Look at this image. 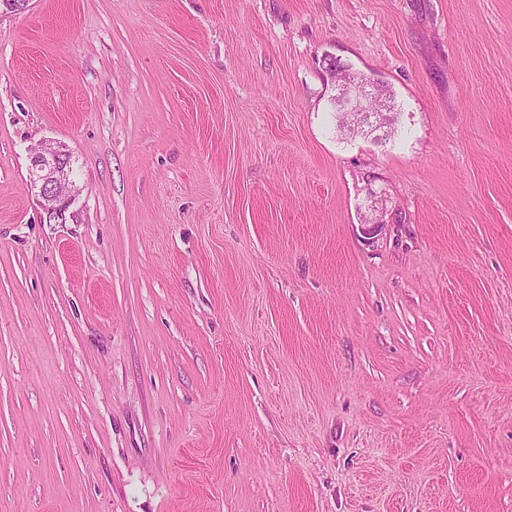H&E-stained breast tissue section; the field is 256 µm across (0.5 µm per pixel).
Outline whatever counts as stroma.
I'll use <instances>...</instances> for the list:
<instances>
[{"label":"stroma","mask_w":512,"mask_h":512,"mask_svg":"<svg viewBox=\"0 0 512 512\" xmlns=\"http://www.w3.org/2000/svg\"><path fill=\"white\" fill-rule=\"evenodd\" d=\"M0 512H512V0L1 7ZM336 69L346 73L345 77L336 79ZM334 83L336 95L332 98L338 112L354 113L360 115L361 125L359 133L370 136L377 131H382V135H375V140H381L386 137L391 124V112L375 106V92L377 88H382L379 79L368 78L360 80L355 72L347 66L341 65L336 68ZM393 126V123L391 124ZM67 151L63 147L34 150L30 156V168L34 183L42 198V208L49 221L64 222L66 212L76 201L78 191L75 182L57 165V160ZM66 188L61 194L59 189Z\"/></svg>","instance_id":"stroma-1"}]
</instances>
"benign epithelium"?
Listing matches in <instances>:
<instances>
[{"instance_id": "7a95c632", "label": "benign epithelium", "mask_w": 512, "mask_h": 512, "mask_svg": "<svg viewBox=\"0 0 512 512\" xmlns=\"http://www.w3.org/2000/svg\"><path fill=\"white\" fill-rule=\"evenodd\" d=\"M339 70L345 73V77L334 80L336 95L333 102L336 109L360 115V134H373L375 139H383V134L390 128L391 113L375 106V92L382 87V82L374 78L360 80L351 68L344 65ZM65 153L62 147L43 148L33 151L30 156V168L42 198L44 213L48 220L58 223L64 222L66 212L78 196L75 182L57 165V160Z\"/></svg>"}]
</instances>
